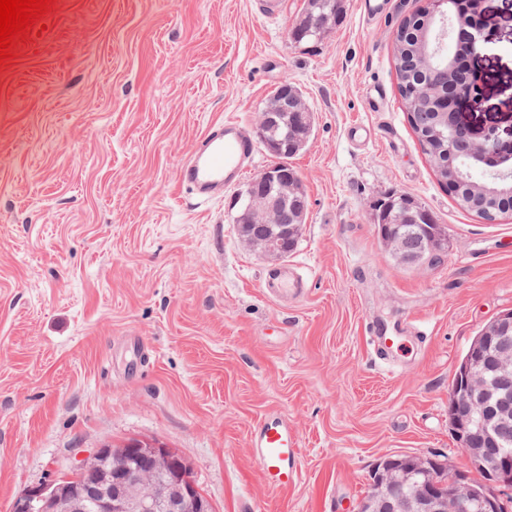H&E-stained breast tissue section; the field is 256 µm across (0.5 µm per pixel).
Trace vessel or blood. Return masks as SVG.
<instances>
[{
    "instance_id": "vessel-or-blood-1",
    "label": "vessel or blood",
    "mask_w": 512,
    "mask_h": 512,
    "mask_svg": "<svg viewBox=\"0 0 512 512\" xmlns=\"http://www.w3.org/2000/svg\"><path fill=\"white\" fill-rule=\"evenodd\" d=\"M255 142L245 124L236 118L225 119L212 127L196 150L180 168V182L191 189L197 204L206 205L220 198L225 189L245 175L255 158ZM269 294L286 298L298 293L300 285L291 272L283 270L265 281ZM409 322L394 326L374 324L368 329L376 353L405 350ZM252 445L261 467V478L278 496L291 492L299 479L298 437L287 420L277 414L264 417L258 424Z\"/></svg>"
}]
</instances>
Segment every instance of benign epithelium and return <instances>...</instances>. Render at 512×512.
Returning a JSON list of instances; mask_svg holds the SVG:
<instances>
[{
	"label": "benign epithelium",
	"mask_w": 512,
	"mask_h": 512,
	"mask_svg": "<svg viewBox=\"0 0 512 512\" xmlns=\"http://www.w3.org/2000/svg\"><path fill=\"white\" fill-rule=\"evenodd\" d=\"M426 14L431 19L448 18L470 26L468 48L451 61L471 64L481 49L482 32L489 23L486 0H427ZM483 90L476 76L467 80L466 89L457 94L451 125L465 126L470 135L469 148L473 156L488 167L501 165L512 155V140L502 136L495 125H477L467 119V113L481 108ZM303 112L294 114L288 130L309 131L313 113L306 111L304 100H298ZM280 112H262L258 131L264 146L271 152L277 141L270 134L280 129ZM303 195L301 179L288 182V188L276 194L250 193L243 201V210L236 217L239 241L249 250L282 260L287 258L285 241L298 231L293 224L278 221L280 210L288 205V196ZM382 242L404 263L415 259L406 251L405 240L386 231ZM512 311L500 315L486 328L481 341L471 347L467 361L474 370L452 393V401L476 403L482 409L484 436L497 443L499 432L506 424L500 408L512 399ZM492 363L501 381L490 384L480 368ZM467 418H456V437L474 463L484 471L490 482L512 487V458L482 455L467 447L464 427ZM434 461L416 455H401L385 460L382 471L376 473L373 488L358 503L357 512H468L474 503V493L464 478H459L446 492L429 485L410 496L391 499L386 487L411 483L415 477L429 473ZM10 512H213V507L200 491L190 465L175 451L158 443L131 440L119 448L104 445L85 456L75 473L47 483L32 486L17 496Z\"/></svg>",
	"instance_id": "obj_1"
}]
</instances>
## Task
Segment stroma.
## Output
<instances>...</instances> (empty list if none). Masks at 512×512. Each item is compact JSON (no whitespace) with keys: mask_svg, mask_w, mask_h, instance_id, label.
<instances>
[{"mask_svg":"<svg viewBox=\"0 0 512 512\" xmlns=\"http://www.w3.org/2000/svg\"><path fill=\"white\" fill-rule=\"evenodd\" d=\"M357 2L298 44L303 0L278 21L253 0H54L0 64V512L131 439L182 454L214 512H355L392 455L471 472L448 397L473 338L512 310V217L448 196L409 126L395 35L425 0L369 25ZM487 5L478 117L505 129L512 0ZM285 79L315 124L293 160L307 220L280 262L238 239L245 181L199 207L178 170L210 124L256 127ZM393 192L443 225V262L403 264L379 239L372 208ZM281 265L305 283L286 302L261 287ZM406 319L424 338L378 360L367 323ZM272 413L299 440L285 497L251 447Z\"/></svg>","mask_w":512,"mask_h":512,"instance_id":"1","label":"stroma"}]
</instances>
